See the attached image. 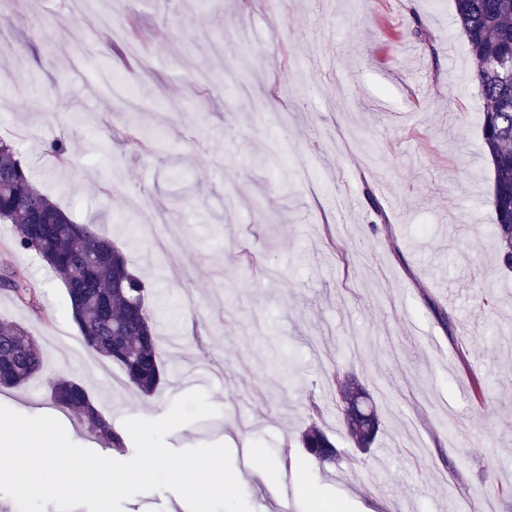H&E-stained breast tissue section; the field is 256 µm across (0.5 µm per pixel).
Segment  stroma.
Returning a JSON list of instances; mask_svg holds the SVG:
<instances>
[{"label":"stroma","mask_w":512,"mask_h":512,"mask_svg":"<svg viewBox=\"0 0 512 512\" xmlns=\"http://www.w3.org/2000/svg\"><path fill=\"white\" fill-rule=\"evenodd\" d=\"M1 32L0 137L166 310L167 382L149 405L118 365L80 351L61 281L17 253L50 319L2 289L0 319L29 330L47 375L81 380L119 431L205 391L217 415L166 442L236 429L251 512H278L253 487L255 450L282 462L292 512H305L304 479L337 512H470L483 495L512 512V273L491 239L483 99L454 0H85L77 16L59 0H0ZM138 128L152 147L131 146ZM56 135L69 167L43 152ZM336 375L381 420L355 468ZM0 405L103 450L41 381ZM315 421L336 463L299 447Z\"/></svg>","instance_id":"1"}]
</instances>
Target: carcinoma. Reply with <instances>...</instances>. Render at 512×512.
<instances>
[{
  "label": "carcinoma",
  "instance_id": "1",
  "mask_svg": "<svg viewBox=\"0 0 512 512\" xmlns=\"http://www.w3.org/2000/svg\"><path fill=\"white\" fill-rule=\"evenodd\" d=\"M454 2L483 98L482 142L494 170L498 263L512 272V74L495 65L499 58L512 57V0ZM46 154L59 166L70 162L69 148L61 138L48 142ZM0 223L13 227L11 241L0 249V276L8 277L3 288L14 301L38 318L49 319L38 294L11 261L18 251H32L62 281L87 352L120 365L128 383L145 399L160 397L167 373L147 310L145 283L96 225L75 222L37 189L29 166L6 140L0 141ZM42 370L41 352L27 328L0 320V388H23ZM335 384L345 403L347 434L355 448L364 452L380 429L377 410L360 409L363 393L351 381L337 378ZM46 388L52 403L76 411L104 447L124 451L123 435L112 427L81 380L59 374L47 379ZM299 443L321 464L339 455L333 440L315 424L301 434Z\"/></svg>",
  "mask_w": 512,
  "mask_h": 512
}]
</instances>
